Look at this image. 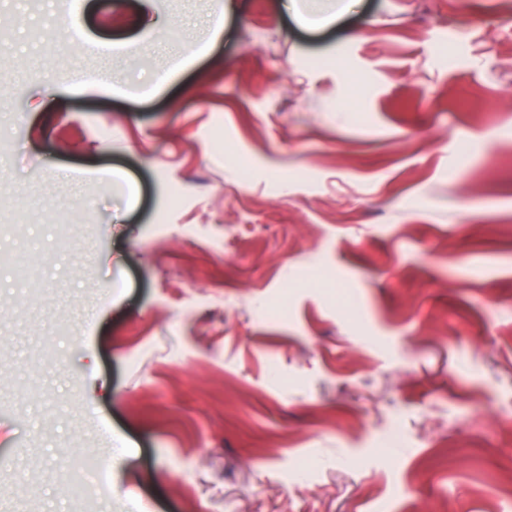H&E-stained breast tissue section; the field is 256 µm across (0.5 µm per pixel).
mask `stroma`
Instances as JSON below:
<instances>
[{"label":"stroma","mask_w":512,"mask_h":512,"mask_svg":"<svg viewBox=\"0 0 512 512\" xmlns=\"http://www.w3.org/2000/svg\"><path fill=\"white\" fill-rule=\"evenodd\" d=\"M234 3L0 0V512H512V0Z\"/></svg>","instance_id":"obj_1"}]
</instances>
